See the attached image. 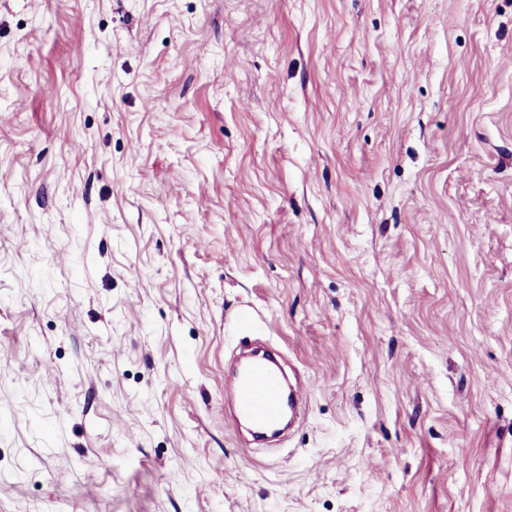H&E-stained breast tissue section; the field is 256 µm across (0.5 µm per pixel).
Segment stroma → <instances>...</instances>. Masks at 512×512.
Segmentation results:
<instances>
[{
    "label": "stroma",
    "instance_id": "1",
    "mask_svg": "<svg viewBox=\"0 0 512 512\" xmlns=\"http://www.w3.org/2000/svg\"><path fill=\"white\" fill-rule=\"evenodd\" d=\"M0 512H512V0H0ZM286 397L283 374L266 361H255L235 375L234 406L239 416L259 434L278 427Z\"/></svg>",
    "mask_w": 512,
    "mask_h": 512
}]
</instances>
